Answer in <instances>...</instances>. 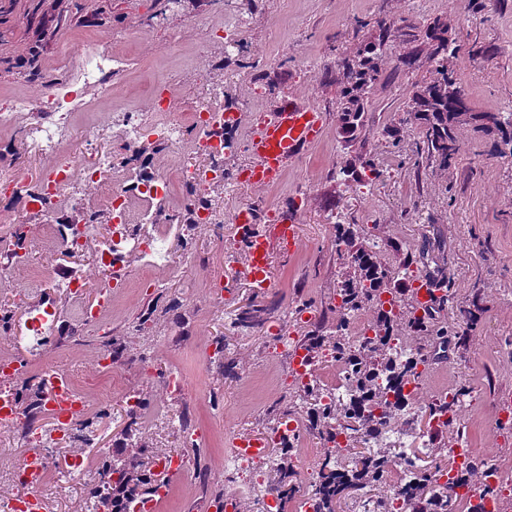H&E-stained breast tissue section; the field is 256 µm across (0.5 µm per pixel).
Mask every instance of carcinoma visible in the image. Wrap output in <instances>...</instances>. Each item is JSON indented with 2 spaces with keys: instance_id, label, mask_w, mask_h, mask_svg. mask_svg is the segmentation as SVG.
<instances>
[{
  "instance_id": "obj_1",
  "label": "carcinoma",
  "mask_w": 512,
  "mask_h": 512,
  "mask_svg": "<svg viewBox=\"0 0 512 512\" xmlns=\"http://www.w3.org/2000/svg\"><path fill=\"white\" fill-rule=\"evenodd\" d=\"M448 33V23L440 18L423 25L407 20L400 25L384 22L363 49L336 63L332 82L338 87L336 109L341 133L345 142L359 144V151L336 169V179L369 186L381 176V170L364 150L370 135L364 116L378 86L384 84L381 61L395 43L404 49L400 63L405 69L413 68L423 57L431 67L432 77L410 85L398 122L383 127L382 136L396 142L403 130L418 131L419 150L426 165L445 171L455 163L460 150L459 130L472 127L498 135L507 146L499 152V157L512 159L511 112L458 111L456 94L460 86L453 76L456 41ZM360 236L358 225L336 224L334 252L337 260L349 269V274L337 287L342 304L334 307L335 322H322L299 340L311 354H319L328 344L340 358L352 361V383L360 393V399L351 405L336 406V412L332 414L324 413L318 405L317 388L297 387L295 395L281 411L284 419L296 414L303 417L309 433L322 445L335 437L338 430H356V424L365 423V412L377 406L384 407L388 419L401 420L404 399L398 394L390 401L377 392L373 385L374 376L378 372H387L399 388L419 379L421 373L417 366L421 359L416 357L404 364L399 362L389 347V337L410 336L416 341L417 352L429 353L448 347L450 336L469 335L474 325L472 312L466 310L461 311L462 324L456 328L442 318L449 303L448 279L442 272L433 270L415 274L414 266L418 265V260L410 248L399 260L389 263L382 251L362 243ZM402 273L407 275L409 283L401 282ZM421 288L426 289L428 296L424 303L418 300ZM359 309L373 312V337L353 353L343 333V316L347 310ZM436 417L444 418L441 433L454 435L455 410L445 399L431 402L426 413L412 416L410 420L429 424ZM350 448L345 461L333 459L332 449L321 448L320 456L327 458L321 479L314 485L303 487L293 465L295 448L290 441H281L277 444L276 455L269 461L275 478L267 493L276 495L286 504L302 487L311 512H343L341 505L364 492L375 491L382 495L383 468L390 449L379 448L375 454L366 455L355 442ZM146 452L145 446L137 445L128 449L121 464L106 468L109 480L93 491L95 512H125L131 500L150 495L158 479L143 469L141 456ZM404 503L408 512H452L451 496L436 493L434 479L426 469L405 488Z\"/></svg>"
}]
</instances>
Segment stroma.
<instances>
[{"label":"stroma","instance_id":"stroma-1","mask_svg":"<svg viewBox=\"0 0 512 512\" xmlns=\"http://www.w3.org/2000/svg\"><path fill=\"white\" fill-rule=\"evenodd\" d=\"M242 22L245 52L223 60L213 37L225 13ZM67 17L58 25V17ZM447 20L459 45L454 76L469 106L478 112L512 110V0H181L171 8L166 0H0V97L23 94L39 98L46 84L60 78L69 52L98 39H114L126 62L112 94L113 107L144 97L152 73H168L176 82L179 107L200 94L201 55L224 64V91L241 115L243 133L256 127L263 113L280 99L294 95L320 108L326 128L321 141L303 152L270 187L242 182L240 174L252 162L247 150H227L225 180L210 191L214 203L233 212L250 204L262 223L293 216L301 245L296 250L273 248L272 285L251 284L244 253L238 252V229L205 226L186 231L179 224L161 225L172 265L183 267L179 277L154 269L138 255L121 267L127 286L106 316L105 334L83 324V308L94 301L108 280L95 254L109 227L97 225L91 245L76 256L39 216L22 213L39 237L27 238L26 255L11 276L0 280V308L11 310L13 335H20L29 313L51 306L58 330L42 347L44 358L76 372L83 384L102 392L94 352L110 342L122 355V374L115 384L146 394L150 410L130 421L120 403L108 410L93 408L88 420L94 445L83 448V462L97 469L110 463L129 443L145 445L148 469L162 473L159 456L171 452L201 461L204 473L170 475L172 497L157 512H194L213 503L217 494L237 498L241 512H259L264 486L246 492L224 474V455L231 436L258 437L280 417L294 386L287 377L288 359L277 351L267 327H286L303 337L333 302L346 270L332 248L335 223L360 225L363 243H399L424 253L430 269L448 279L453 300L446 318L458 325L460 311L472 308L479 322L465 342L449 338L444 357L432 361L421 395L429 403L435 392L465 385L472 393L459 420L480 456L494 458L512 471V431L493 422L491 400L512 396V162L500 159L501 143L461 129V150L446 171L419 165L416 132H404L394 142L380 134L397 121L408 83L428 76L426 62L402 73L400 48L388 52L383 70L389 81L373 96L367 120L371 134L367 150L383 177L356 188L333 179L336 168L350 156L338 134L337 87L326 74L335 70L340 54H349L377 32L378 21L411 18L423 23ZM38 54L39 80L21 77L18 67ZM61 274L82 279L85 292L73 298L37 284L32 276L54 260ZM224 286V303L212 306L209 287ZM154 315L146 328L139 317L146 308ZM259 311V323L244 328L239 320ZM224 339L222 357L214 342ZM152 361L154 374L143 377L140 365ZM184 369L189 394H167L160 376L170 368ZM187 417L202 434L199 447L188 446L168 425L170 416Z\"/></svg>","mask_w":512,"mask_h":512}]
</instances>
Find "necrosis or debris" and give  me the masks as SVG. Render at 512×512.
Wrapping results in <instances>:
<instances>
[{"label": "necrosis or debris", "mask_w": 512, "mask_h": 512, "mask_svg": "<svg viewBox=\"0 0 512 512\" xmlns=\"http://www.w3.org/2000/svg\"><path fill=\"white\" fill-rule=\"evenodd\" d=\"M119 68V61L109 43L99 42L84 49L76 56L65 81L47 89L41 100L23 95L0 99V130L20 126V119L29 112H40L38 122L21 126L18 138L7 141L10 150L31 149L46 162V166L33 183L23 187L0 183V193L20 198L23 209L39 214L42 224L54 228L74 249L86 246L91 235L94 216L75 224H62L57 214L62 206L81 208L85 191L104 188L103 206L109 216L111 230L99 251V262L106 267L118 265L129 254L144 258L148 265L164 263L167 249L163 239L151 232V225L176 223L180 210L189 208L195 213L196 223L222 227L226 217L221 208L209 198L210 188L224 180V156L228 132L238 130L240 115L224 106L222 78L206 80L201 94L187 112L174 107L171 77L153 80V93L148 102L132 98L119 111L110 113L106 122L90 127V140L108 135L119 145L118 150L94 152L85 158L64 152L63 146L72 132L71 120L77 112L98 111L99 101L112 97V77ZM163 144L175 156V167L161 170L144 162L139 145L145 140ZM188 155L200 157L197 165L185 164ZM183 188L178 206L157 212L151 210L153 201L165 199L172 184ZM144 203L142 212H135V203ZM278 347L287 349L292 359L288 377L293 384L309 386L319 384L310 368L309 359L303 358L302 349L293 336L283 330H273ZM324 357L336 365L334 384L320 386L321 405L332 408L336 404L353 403L359 393L350 383L349 365L338 360L331 350H324ZM39 378L47 383L62 381L72 403L71 409L57 407L53 399H45L42 413L53 422L56 442L72 446L80 434L74 425L88 407V394L73 374L51 363L39 366ZM25 381L21 362L11 356H0V430H25L30 452L11 471L0 476V512H27L33 497H44L49 475H56L57 489H64L68 481L77 479L90 485L107 481L103 471L80 468L76 459L59 461L43 452L46 441L41 426L29 423L18 405V388ZM380 410H373L370 420L357 432L341 431L332 441L333 448L342 449L351 440H358L363 447L374 448L384 443L390 446L391 456L385 465L389 477L383 499L364 495L352 501L348 512H404L400 482L402 475L419 471L420 459L411 444L429 447L431 437L422 434L418 441H411L398 425L380 424ZM296 418H289L267 433L256 444L234 439L232 451L225 458V466L241 475L245 484H253L263 476L269 445L279 443L282 437L298 434ZM451 467H434L433 476L440 494H451L453 500L470 506L472 512H502V492L512 488V472L498 463L478 457L467 440H459L451 450ZM478 470L482 482L496 488V495L476 492L469 480L471 470Z\"/></svg>", "instance_id": "1"}]
</instances>
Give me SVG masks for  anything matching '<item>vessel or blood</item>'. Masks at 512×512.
I'll list each match as a JSON object with an SVG mask.
<instances>
[{
	"mask_svg": "<svg viewBox=\"0 0 512 512\" xmlns=\"http://www.w3.org/2000/svg\"><path fill=\"white\" fill-rule=\"evenodd\" d=\"M324 131L325 118L319 108L299 103L292 97L282 100L271 112L263 114L249 143L248 153L252 158L248 169L249 183L257 187L275 183L301 151L317 142ZM274 239L297 247L300 238L295 218L266 225L253 237L254 243L264 250Z\"/></svg>",
	"mask_w": 512,
	"mask_h": 512,
	"instance_id": "1",
	"label": "vessel or blood"
}]
</instances>
